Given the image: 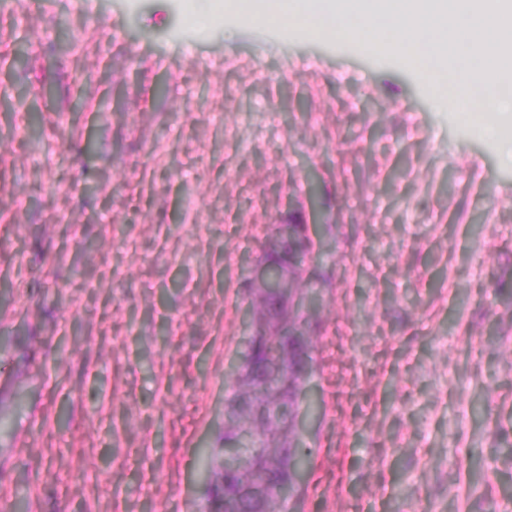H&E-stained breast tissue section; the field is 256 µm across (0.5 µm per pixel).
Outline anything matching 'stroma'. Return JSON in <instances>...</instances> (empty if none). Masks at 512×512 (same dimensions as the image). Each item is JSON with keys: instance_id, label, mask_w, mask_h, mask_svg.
Wrapping results in <instances>:
<instances>
[{"instance_id": "obj_1", "label": "stroma", "mask_w": 512, "mask_h": 512, "mask_svg": "<svg viewBox=\"0 0 512 512\" xmlns=\"http://www.w3.org/2000/svg\"><path fill=\"white\" fill-rule=\"evenodd\" d=\"M21 2L25 28L0 12V512H201L241 262L294 209L321 221V409L290 512H512V116L465 125L354 32ZM32 112L43 138L17 137Z\"/></svg>"}]
</instances>
